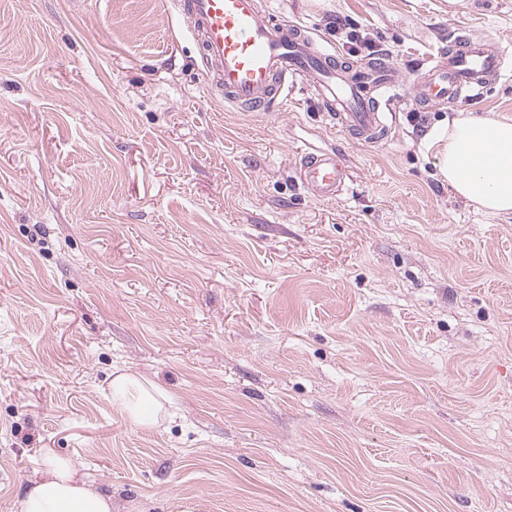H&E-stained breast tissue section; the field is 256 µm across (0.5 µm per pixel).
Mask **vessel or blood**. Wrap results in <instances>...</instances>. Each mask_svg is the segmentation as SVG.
Listing matches in <instances>:
<instances>
[{
    "mask_svg": "<svg viewBox=\"0 0 512 512\" xmlns=\"http://www.w3.org/2000/svg\"><path fill=\"white\" fill-rule=\"evenodd\" d=\"M180 31L196 44L207 92L219 105L247 116L282 107L289 87L306 81L339 132L364 145L387 141L394 130V97L400 83L388 59L358 65L324 47L298 23L275 22L258 0H173ZM506 55L489 33L471 30L449 41L446 50L410 83V98L423 111L455 103L467 92L493 85ZM299 177L313 197L341 193L351 172L340 154L306 149Z\"/></svg>",
    "mask_w": 512,
    "mask_h": 512,
    "instance_id": "1",
    "label": "vessel or blood"
}]
</instances>
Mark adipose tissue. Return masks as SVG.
I'll use <instances>...</instances> for the list:
<instances>
[{"instance_id":"ef3b65f1","label":"adipose tissue","mask_w":512,"mask_h":512,"mask_svg":"<svg viewBox=\"0 0 512 512\" xmlns=\"http://www.w3.org/2000/svg\"><path fill=\"white\" fill-rule=\"evenodd\" d=\"M432 142L441 174L459 197L492 213L512 212V120L462 115L440 127ZM110 393L137 427L155 424L169 400L152 381L123 369L115 371ZM19 512H112V499L95 491L70 460L50 454Z\"/></svg>"}]
</instances>
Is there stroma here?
Instances as JSON below:
<instances>
[{
	"label": "stroma",
	"mask_w": 512,
	"mask_h": 512,
	"mask_svg": "<svg viewBox=\"0 0 512 512\" xmlns=\"http://www.w3.org/2000/svg\"><path fill=\"white\" fill-rule=\"evenodd\" d=\"M259 2L357 63L329 21L373 34L388 142L302 82L269 117L211 103L171 0H0V512L48 449L112 512H512V213L428 137L512 119V67L420 129L407 98L462 31L512 60V0ZM304 142L351 165L336 198L297 183ZM118 367L174 422L113 408Z\"/></svg>",
	"instance_id": "stroma-1"
}]
</instances>
